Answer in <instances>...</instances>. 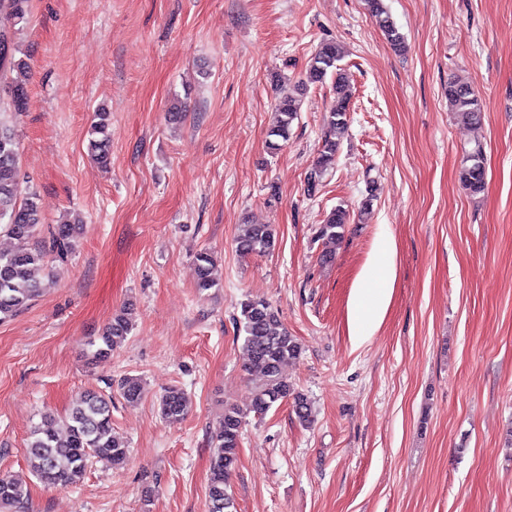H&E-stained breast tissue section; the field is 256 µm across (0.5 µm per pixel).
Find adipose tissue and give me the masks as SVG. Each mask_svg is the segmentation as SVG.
Returning a JSON list of instances; mask_svg holds the SVG:
<instances>
[{
  "instance_id": "adipose-tissue-1",
  "label": "adipose tissue",
  "mask_w": 512,
  "mask_h": 512,
  "mask_svg": "<svg viewBox=\"0 0 512 512\" xmlns=\"http://www.w3.org/2000/svg\"><path fill=\"white\" fill-rule=\"evenodd\" d=\"M378 250L385 254L384 262L371 267L369 276L372 287L356 288L352 300L351 316L357 342L368 340L372 329L382 321L388 307L396 278L394 264L388 256L392 251V243L388 238H381Z\"/></svg>"
}]
</instances>
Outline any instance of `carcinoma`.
<instances>
[{"instance_id": "obj_1", "label": "carcinoma", "mask_w": 512, "mask_h": 512, "mask_svg": "<svg viewBox=\"0 0 512 512\" xmlns=\"http://www.w3.org/2000/svg\"><path fill=\"white\" fill-rule=\"evenodd\" d=\"M372 17L397 50L404 49V38L394 26L382 0H366ZM29 0H0V13H6L19 22L27 20ZM20 52L17 33L0 29V110L22 112L28 104L27 80L29 63L17 56ZM342 49L334 41L320 42L312 57L306 80L294 91L276 101V124L269 130L268 149L274 153L288 142L293 122L298 118L302 97L308 85L321 84L327 76L334 78L336 97L326 116L320 156L307 177L312 191L333 164L341 137L349 124L351 83L347 74L337 68ZM448 102L451 111L461 120L478 125L484 105L479 92L469 83L448 82ZM110 113L99 108L90 127L91 154L105 167L110 159ZM19 143L10 127L0 124V233L17 241L19 246L0 252V321L21 313L42 291L36 272L46 264L47 251L35 241L42 217L36 192L22 186L19 168ZM485 155L480 143L463 156L461 178L473 195L485 188ZM350 213L338 206L330 211L318 231V236L336 243L344 236ZM80 225L58 224L51 231L52 251L64 258L73 249ZM275 231L270 224H243L234 244L237 252L264 254L275 246ZM196 288L208 290L217 285L214 277L216 259L203 251L196 259ZM237 328L243 332V345L250 364L260 375L254 390L250 411L257 416L266 414L276 403L292 400L297 418L303 423L312 421V407L307 397L295 390L283 376L285 363L300 354L294 337L281 324L277 312L264 298L246 296L239 303ZM133 329V323L122 313L112 318L98 336L91 341L94 355L110 354ZM121 394L128 401H136L143 394L142 381L127 377L121 382ZM188 398L181 390H171L161 398L162 416L169 421L181 419L187 412ZM247 413L235 405L224 408V416L213 437L211 471L206 487L209 512H234V498L228 476L238 459V448ZM26 455L33 465L34 476L45 486L65 489L77 485L88 467L95 462L117 466L125 462L128 448L112 433V400L96 391H87L68 412L56 420L50 416L34 427L26 441ZM29 500L28 486L10 476H0V512H24Z\"/></svg>"}]
</instances>
